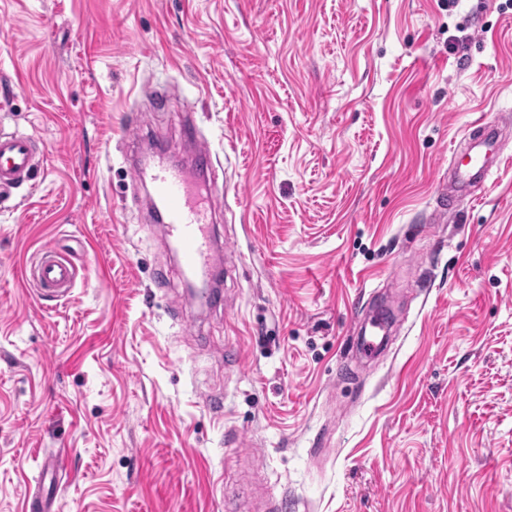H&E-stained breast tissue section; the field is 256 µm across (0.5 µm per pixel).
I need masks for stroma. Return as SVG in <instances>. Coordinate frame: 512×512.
<instances>
[{"label": "stroma", "mask_w": 512, "mask_h": 512, "mask_svg": "<svg viewBox=\"0 0 512 512\" xmlns=\"http://www.w3.org/2000/svg\"><path fill=\"white\" fill-rule=\"evenodd\" d=\"M480 113L504 160L435 221ZM191 121L211 309L132 174ZM0 133L43 151L0 195V512L50 451L57 512H512V0H0ZM42 257L25 266L23 276L26 284L33 286L41 296L54 295L66 292L72 288L76 276L74 264L55 255L53 248L44 249L40 252Z\"/></svg>", "instance_id": "35a3bbf8"}]
</instances>
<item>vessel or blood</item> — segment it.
<instances>
[{"instance_id":"b4317fda","label":"vessel or blood","mask_w":512,"mask_h":512,"mask_svg":"<svg viewBox=\"0 0 512 512\" xmlns=\"http://www.w3.org/2000/svg\"><path fill=\"white\" fill-rule=\"evenodd\" d=\"M484 118L471 123L476 142L466 153H453L449 181L439 183L442 198L438 219H447L457 199L473 195L492 177L493 156L498 150V138L485 134ZM37 151L34 140L23 134H0V193L10 191L29 180L36 166ZM136 179L149 180L152 204L159 213V230L171 241L178 252L184 270L193 276L206 277L211 271L212 237L205 212L192 194L194 171L172 164L139 168ZM26 284L39 295H53L72 288L76 268L71 261L58 258L54 249L43 250L41 258L25 267Z\"/></svg>"}]
</instances>
